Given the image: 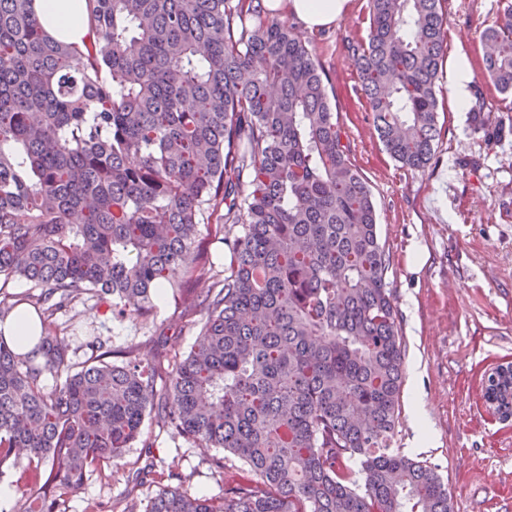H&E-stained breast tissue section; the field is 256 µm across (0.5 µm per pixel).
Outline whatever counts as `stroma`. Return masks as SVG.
<instances>
[{
	"instance_id": "obj_1",
	"label": "stroma",
	"mask_w": 512,
	"mask_h": 512,
	"mask_svg": "<svg viewBox=\"0 0 512 512\" xmlns=\"http://www.w3.org/2000/svg\"><path fill=\"white\" fill-rule=\"evenodd\" d=\"M512 0H444L449 53L464 51L481 77V34ZM369 0L320 32L301 31L322 72L353 165L367 181L377 230L389 255L386 280L403 337V384L395 445L436 467L448 484L454 512H512V419L501 420L483 398L493 369L512 363V95L483 83L501 119L499 137L474 129L450 106L447 79L439 81L440 135L430 163L410 169L385 151L361 91L349 44L365 41ZM153 322L116 318L108 303L74 302L59 315L65 334L100 337L106 348L148 356L158 341L184 354L197 342L200 309L177 305L172 295L156 304ZM152 447L128 449L111 479L88 476L64 512H122L133 472L154 465L159 473L187 475L196 496L222 491L217 458L242 470L221 449L186 443L146 421Z\"/></svg>"
}]
</instances>
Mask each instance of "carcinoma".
<instances>
[{"label":"carcinoma","mask_w":512,"mask_h":512,"mask_svg":"<svg viewBox=\"0 0 512 512\" xmlns=\"http://www.w3.org/2000/svg\"><path fill=\"white\" fill-rule=\"evenodd\" d=\"M257 2L87 0L79 46L32 0H0V323L27 305L39 327L25 352L0 336L15 512H59L152 446L148 417L247 475L218 460L221 495L161 483L144 512H452L436 468L392 447L403 350L371 190L308 44ZM441 2L370 0L367 40L348 46L380 141L414 169L438 137ZM482 44L484 78L512 94V5ZM472 94L470 124L500 129ZM214 220L221 271L198 242ZM167 288L202 307L188 354L92 340L75 367L59 313L86 298L148 322ZM486 391L512 412V375Z\"/></svg>","instance_id":"cac0c4a2"}]
</instances>
